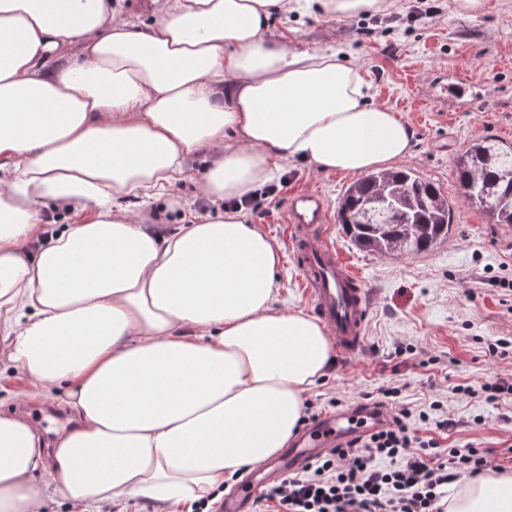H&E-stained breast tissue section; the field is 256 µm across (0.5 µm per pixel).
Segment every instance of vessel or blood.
<instances>
[{"label":"vessel or blood","instance_id":"obj_1","mask_svg":"<svg viewBox=\"0 0 512 512\" xmlns=\"http://www.w3.org/2000/svg\"><path fill=\"white\" fill-rule=\"evenodd\" d=\"M332 221V211L317 191L299 190L289 197L286 236L302 272L301 285L339 350L354 356L364 345L369 303L358 277L326 237ZM388 420V412L372 404L329 414L298 436L282 463L290 470L300 468Z\"/></svg>","mask_w":512,"mask_h":512}]
</instances>
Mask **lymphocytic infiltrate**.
<instances>
[{
    "instance_id": "f902f5d3",
    "label": "lymphocytic infiltrate",
    "mask_w": 512,
    "mask_h": 512,
    "mask_svg": "<svg viewBox=\"0 0 512 512\" xmlns=\"http://www.w3.org/2000/svg\"><path fill=\"white\" fill-rule=\"evenodd\" d=\"M411 416L396 407L384 427L269 484L258 512H445L449 483L480 474L488 460L479 449L413 435Z\"/></svg>"
}]
</instances>
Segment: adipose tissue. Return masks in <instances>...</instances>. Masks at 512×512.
I'll list each match as a JSON object with an SVG mask.
<instances>
[{"instance_id": "obj_1", "label": "adipose tissue", "mask_w": 512, "mask_h": 512, "mask_svg": "<svg viewBox=\"0 0 512 512\" xmlns=\"http://www.w3.org/2000/svg\"><path fill=\"white\" fill-rule=\"evenodd\" d=\"M353 17L387 0H168L146 29L113 0H0V356L21 398L67 409L54 441L0 412V512L147 497L169 512L286 448L334 362L323 324L281 305L280 255L238 210L172 234L125 197L190 156L208 198L278 162L363 174L412 156L338 51L265 35L272 12ZM74 215L48 234L42 206ZM37 251H29L31 243ZM446 512H512V472L453 483Z\"/></svg>"}]
</instances>
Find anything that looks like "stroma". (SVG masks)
I'll use <instances>...</instances> for the list:
<instances>
[{
    "mask_svg": "<svg viewBox=\"0 0 512 512\" xmlns=\"http://www.w3.org/2000/svg\"><path fill=\"white\" fill-rule=\"evenodd\" d=\"M266 34L300 50L346 46V60L362 70L374 102L409 123L407 167L437 184L455 211L448 239L421 255L359 250L334 224L333 240L368 293L370 314L362 351L337 354L330 375L308 393L307 422L331 413L329 399L347 409L364 394L396 387L400 404L412 412L452 421L445 446L478 448L490 467L512 468L505 454L512 446V394L489 404L454 392L512 381V228L490 223L466 202L455 169L475 138L512 144V0H483L474 14L458 12L454 0H397L384 12L350 18L312 8L271 15ZM206 167L201 154L192 155L187 172L151 199L169 227L199 215ZM274 175L287 177L289 192L318 191L333 207L354 180L297 160ZM287 202V194L267 199L261 213L247 218L280 251V300L308 313L284 235ZM500 339L508 343L506 353H490ZM435 400L443 407L433 412Z\"/></svg>",
    "mask_w": 512,
    "mask_h": 512,
    "instance_id": "stroma-1",
    "label": "stroma"
}]
</instances>
